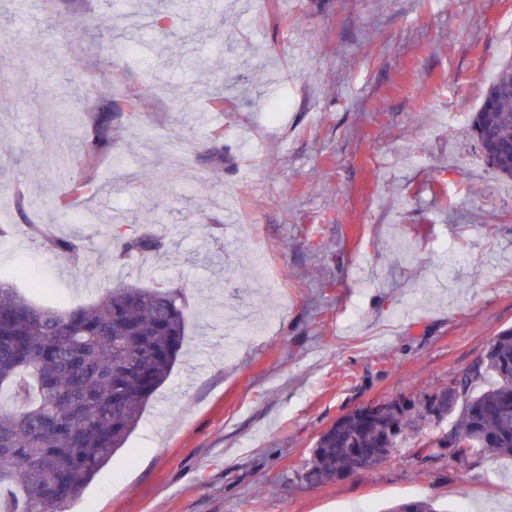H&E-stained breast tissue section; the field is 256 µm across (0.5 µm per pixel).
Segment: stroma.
<instances>
[{
    "mask_svg": "<svg viewBox=\"0 0 512 512\" xmlns=\"http://www.w3.org/2000/svg\"><path fill=\"white\" fill-rule=\"evenodd\" d=\"M222 4L0 0V269L45 284L42 303L89 305L118 283L186 302L188 353L70 512H384L425 497L512 512V457L475 460L463 487L418 463L415 439L366 474L300 477L337 417L422 401L512 328V180L452 119L512 58V0ZM149 80L136 115L112 116L122 164L103 159L93 192L59 206L57 150L81 174L110 84ZM34 224L78 240L84 263L48 252ZM143 224L165 249L146 268L113 263L105 241Z\"/></svg>",
    "mask_w": 512,
    "mask_h": 512,
    "instance_id": "obj_1",
    "label": "stroma"
}]
</instances>
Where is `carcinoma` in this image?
Here are the masks:
<instances>
[{"label": "carcinoma", "instance_id": "cac0c4a2", "mask_svg": "<svg viewBox=\"0 0 512 512\" xmlns=\"http://www.w3.org/2000/svg\"><path fill=\"white\" fill-rule=\"evenodd\" d=\"M153 93L120 95L114 105L135 111ZM471 132L489 166L512 180V59L489 83L471 120ZM88 167L112 154V113L98 117L81 145ZM91 174L74 180L67 197L93 190ZM49 250L76 261L77 242L53 237ZM162 240L148 228L121 238L112 258L128 261L155 252ZM183 292L117 284L90 305L39 304L0 273V512H65L74 496L124 447L156 390L170 377L186 345ZM454 441L424 431L437 405L399 402L398 411L364 424L355 419L321 433L300 478L337 479L341 470L368 473L393 458L407 439L420 437V463H446L466 481L473 459L512 457V328L489 342L476 369L448 389ZM385 448L386 454H350ZM386 512H439L432 499L391 505Z\"/></svg>", "mask_w": 512, "mask_h": 512}]
</instances>
